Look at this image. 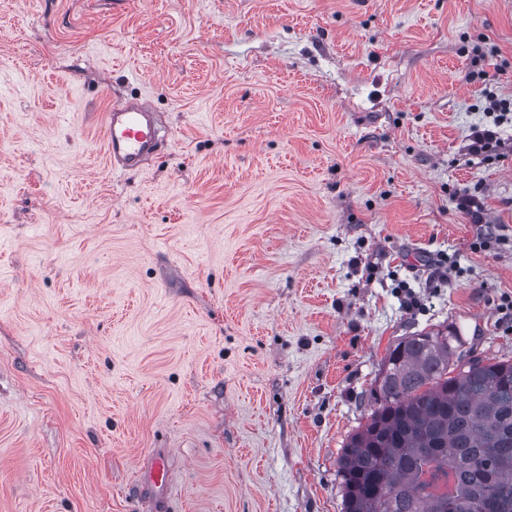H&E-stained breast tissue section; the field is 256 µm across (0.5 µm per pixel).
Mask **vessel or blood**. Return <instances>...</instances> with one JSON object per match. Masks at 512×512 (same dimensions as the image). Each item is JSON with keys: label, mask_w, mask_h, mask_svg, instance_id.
Returning a JSON list of instances; mask_svg holds the SVG:
<instances>
[{"label": "vessel or blood", "mask_w": 512, "mask_h": 512, "mask_svg": "<svg viewBox=\"0 0 512 512\" xmlns=\"http://www.w3.org/2000/svg\"><path fill=\"white\" fill-rule=\"evenodd\" d=\"M104 126L106 151L112 169L140 167L157 148L159 138L155 114L147 103L135 99L114 103L105 114ZM142 476L156 498H163L167 492L164 454H152Z\"/></svg>", "instance_id": "1"}]
</instances>
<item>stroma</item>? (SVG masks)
I'll return each instance as SVG.
<instances>
[{"instance_id": "35a3bbf8", "label": "stroma", "mask_w": 512, "mask_h": 512, "mask_svg": "<svg viewBox=\"0 0 512 512\" xmlns=\"http://www.w3.org/2000/svg\"><path fill=\"white\" fill-rule=\"evenodd\" d=\"M139 97L165 140L112 172ZM491 97L512 0H0V512H341L391 346L512 360V126L465 150ZM156 113L138 99L112 104L105 114V143L112 170L140 167L156 151ZM478 193L475 189L462 188L457 189L453 195L457 210L472 224L484 223V202ZM144 484L149 488L156 498L161 501L167 493V469L164 454L153 453L149 458L147 467L141 471Z\"/></svg>"}]
</instances>
